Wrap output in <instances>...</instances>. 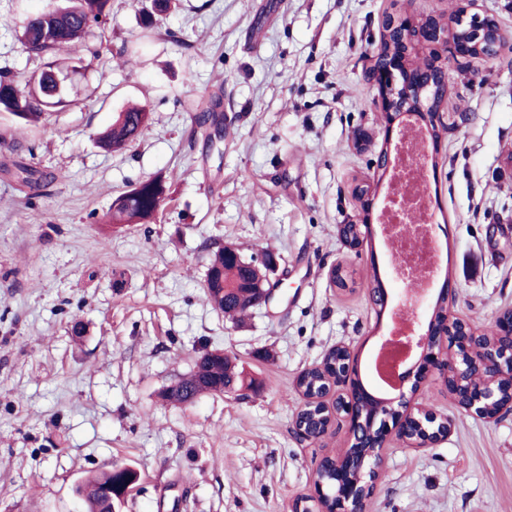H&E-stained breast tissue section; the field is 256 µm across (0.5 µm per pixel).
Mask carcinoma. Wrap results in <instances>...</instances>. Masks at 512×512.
I'll use <instances>...</instances> for the list:
<instances>
[{
    "label": "carcinoma",
    "mask_w": 512,
    "mask_h": 512,
    "mask_svg": "<svg viewBox=\"0 0 512 512\" xmlns=\"http://www.w3.org/2000/svg\"><path fill=\"white\" fill-rule=\"evenodd\" d=\"M112 0H68L63 8H49L33 18L26 16L21 20L19 41L30 52H53L60 47L79 41L89 35L93 29L104 25L111 14ZM497 28H486L482 41L474 45V55H495L499 49ZM96 51L85 48V55L66 59H57L46 64L45 69L34 78L19 83L8 70L0 71V112L10 114L26 125H38L47 120L49 112L66 103V79L61 78V90L58 94L49 93V84L53 83L52 67L59 64L67 71L76 72L89 66ZM427 79L435 88L434 98L427 111L420 113L421 120L429 126L434 138H439L436 116L448 85L455 80V70H443L432 66L427 71ZM194 123L201 129L208 124H217L211 107L199 102L196 105ZM150 125V112L141 105H129L118 113L112 126L98 137L100 145L107 149L118 150L137 140ZM21 173L22 185L38 190L49 185L46 175L31 166L13 163ZM168 186L161 174L149 177L130 190L118 196L113 202L106 222L115 226L152 223L166 199ZM253 270L249 260L240 262L224 259V247L212 251L205 279V293L208 300L225 317L236 320L244 316L251 308V294L243 285L252 277ZM341 369L350 368L351 353L335 349L325 354L322 361L301 372L296 378L295 390L311 396H319L330 385L334 374L333 365ZM241 379L235 366L224 362L220 353H204L189 374L180 377L175 384L163 389L161 397L173 405L193 402L198 396L211 391L225 394L234 382ZM298 418L311 435L322 433L328 419L317 406H309L298 413ZM137 473L128 468L119 472L112 468L108 471L88 476L76 486L75 492L87 505V512H112V499L108 491L118 481L136 483Z\"/></svg>",
    "instance_id": "cac0c4a2"
}]
</instances>
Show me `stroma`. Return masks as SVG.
Segmentation results:
<instances>
[{
    "instance_id": "obj_1",
    "label": "stroma",
    "mask_w": 512,
    "mask_h": 512,
    "mask_svg": "<svg viewBox=\"0 0 512 512\" xmlns=\"http://www.w3.org/2000/svg\"><path fill=\"white\" fill-rule=\"evenodd\" d=\"M66 0H0V68L25 80L44 58L18 41L28 13ZM462 0H112L75 74L69 104L46 125L0 114V161L51 174L31 195L0 171V512H84L73 489L114 465L140 479L119 512H289L314 491L323 457L348 447L337 417L317 440L296 435L303 369L332 347L372 354L391 326L368 292L390 295L389 245L354 193L383 198L376 165L386 118L368 73L388 17L449 23ZM151 33H144L146 21ZM136 49V68L121 53ZM219 101L224 137L195 132L188 89ZM151 124L125 149L97 134L127 102ZM440 114H466L428 156L431 234L450 243L453 314L484 332L512 308V52L476 58L449 85ZM170 196L151 224H105L115 197L157 172ZM371 220L359 251L343 224ZM232 243L265 249L281 284L233 323L204 292L208 255ZM351 283L330 279L336 266ZM83 321L85 336L71 334ZM220 348L255 379L243 395L187 405L161 391ZM413 410L451 421L447 439L381 453L367 512H512V414L459 409L442 383L404 386Z\"/></svg>"
}]
</instances>
